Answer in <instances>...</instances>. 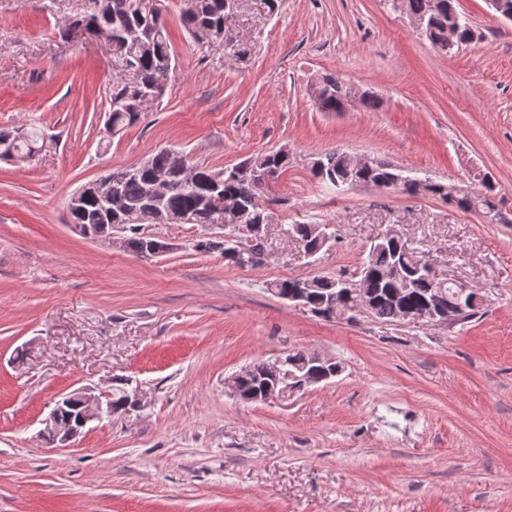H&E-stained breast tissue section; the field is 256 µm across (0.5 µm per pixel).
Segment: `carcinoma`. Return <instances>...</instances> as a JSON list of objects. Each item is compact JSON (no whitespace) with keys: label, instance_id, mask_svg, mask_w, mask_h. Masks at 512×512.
<instances>
[{"label":"carcinoma","instance_id":"1","mask_svg":"<svg viewBox=\"0 0 512 512\" xmlns=\"http://www.w3.org/2000/svg\"><path fill=\"white\" fill-rule=\"evenodd\" d=\"M231 13L228 0H183L180 20L190 38L200 48L221 50L224 57L242 61L248 50L239 44L227 43L225 18ZM405 13L420 16L427 21V40L437 49L450 53L453 49L473 41L472 30L456 7V0H405ZM112 33L120 43L123 60L134 63L112 84L109 114L112 118V136L124 133L137 124L148 106L162 99L165 80L175 61L171 54L166 22L162 17L161 0H95L92 12L75 18L69 32ZM346 83L337 76L325 75L313 86L312 95L322 112H340L344 109ZM41 136L34 130L22 135L17 130H0V160L14 156H31L38 151ZM350 157L337 150L321 153L313 161L311 172L320 181L336 188L350 187L352 183H373L385 189L398 190L412 195L419 191L416 178H403L404 170L383 160L373 159L370 165L357 171L350 168ZM289 156L284 151L264 153L248 163L250 172L232 174L228 170H213L189 163L181 152L166 148L148 158L145 167L118 168L102 176L108 188L110 206L106 207L94 197L69 212L70 221L91 224L97 234L105 237L117 218L133 210L152 209L157 223L165 224L170 217L189 215L194 224H217L225 220L228 208L243 215V224H263L266 215L261 201L266 184L260 180L267 168L278 171L288 168ZM158 173H169L171 179L164 193L156 198L152 184ZM431 195L455 206L463 212L481 213L492 218L499 214L496 185L489 179L480 180V188L467 186L453 197H448V185L435 181ZM126 244L138 255L145 256L150 240L140 231V226H128ZM292 232L302 247L316 255L326 246L318 224H294ZM263 241L251 246V253L233 255L223 243L197 240L193 248L199 252L221 249L224 258L238 267L254 266L262 253ZM410 259L404 256L403 247L390 240L380 239L371 243L366 261L355 278L361 290L370 297V317L380 323L395 325L406 322V315L423 309L424 302L441 288L445 296H453L456 288L444 282L424 278L418 270L409 268ZM339 277L317 275L309 282V300L318 317L330 320L328 311L336 301L344 304L354 298L337 287ZM270 378L266 361L253 363L240 377L231 392L256 394Z\"/></svg>","mask_w":512,"mask_h":512}]
</instances>
